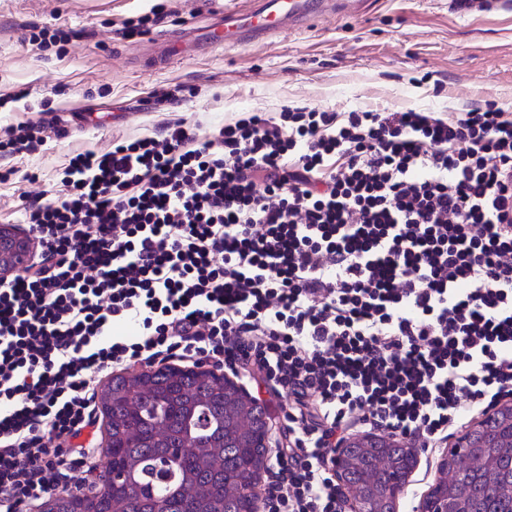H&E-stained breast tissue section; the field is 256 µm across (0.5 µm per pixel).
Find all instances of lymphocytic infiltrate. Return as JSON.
I'll list each match as a JSON object with an SVG mask.
<instances>
[{"label":"lymphocytic infiltrate","instance_id":"f902f5d3","mask_svg":"<svg viewBox=\"0 0 512 512\" xmlns=\"http://www.w3.org/2000/svg\"><path fill=\"white\" fill-rule=\"evenodd\" d=\"M0 284V512L87 489L88 376L212 364L283 397L262 512H342L353 431L424 451L512 395V112L284 108L72 156Z\"/></svg>","mask_w":512,"mask_h":512}]
</instances>
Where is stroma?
<instances>
[{
    "label": "stroma",
    "mask_w": 512,
    "mask_h": 512,
    "mask_svg": "<svg viewBox=\"0 0 512 512\" xmlns=\"http://www.w3.org/2000/svg\"><path fill=\"white\" fill-rule=\"evenodd\" d=\"M486 3L467 12L455 0H366L358 12L319 18L264 44L158 65L151 39L204 24L200 0H167L164 22L129 38L124 22L148 12L152 0H0V128L24 122L44 137L13 158L15 175L0 181V225L22 226L31 189L60 190L71 155L104 153L177 120L204 137L239 113L286 105L448 113L491 102L512 110V7ZM44 28L69 39L37 50L29 36ZM174 85L184 89L179 106L156 100V90ZM31 174L38 184L28 182ZM442 456L417 453L398 512H421Z\"/></svg>",
    "instance_id": "1"
}]
</instances>
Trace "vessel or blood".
Here are the masks:
<instances>
[{
  "label": "vessel or blood",
  "instance_id": "vessel-or-blood-1",
  "mask_svg": "<svg viewBox=\"0 0 512 512\" xmlns=\"http://www.w3.org/2000/svg\"><path fill=\"white\" fill-rule=\"evenodd\" d=\"M362 0H255L247 11L213 8L212 23L206 33L183 28L164 36L167 59L191 56L198 42L244 47L265 41L284 29L300 30L330 11H354Z\"/></svg>",
  "mask_w": 512,
  "mask_h": 512
}]
</instances>
